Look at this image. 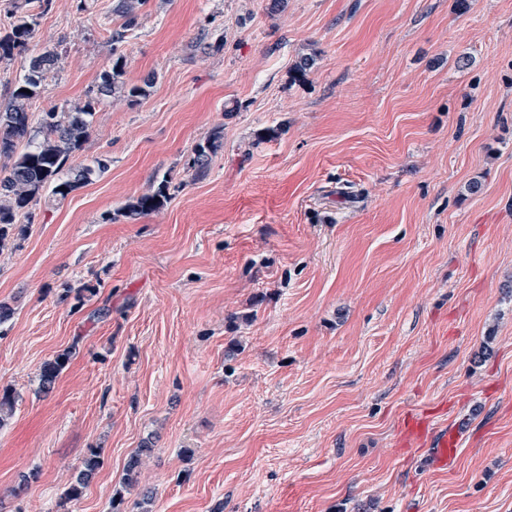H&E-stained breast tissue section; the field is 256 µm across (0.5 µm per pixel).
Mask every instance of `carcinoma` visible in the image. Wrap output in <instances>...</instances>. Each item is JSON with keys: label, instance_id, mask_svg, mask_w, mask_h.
Listing matches in <instances>:
<instances>
[{"label": "carcinoma", "instance_id": "obj_1", "mask_svg": "<svg viewBox=\"0 0 512 512\" xmlns=\"http://www.w3.org/2000/svg\"><path fill=\"white\" fill-rule=\"evenodd\" d=\"M147 0H119L115 13L125 19V26L135 24L138 12ZM51 0H12L13 21L0 31V61L12 59L14 53L28 50L39 19L50 8ZM60 56L53 50L32 53L24 58V74L11 91L9 101L0 108V250L12 238L19 219H32V208L45 194L63 200L90 181L91 176L108 169V160L99 157L91 165L74 166L71 159L89 136L93 118L101 107L118 96L144 97L156 80L151 74L143 84L130 86L124 79L121 60L103 72L100 81L90 88L84 101L60 112L52 108L43 113L39 124L32 121V107L44 90V82L58 70ZM30 93H25V90ZM171 178L163 176L157 188L137 197L128 206L131 214H146L164 206ZM70 359L64 352L44 363L39 377V389L49 393ZM15 408V397L0 393V426L6 425ZM146 445L132 453L124 467V483L132 486L149 452ZM100 465L99 453L92 449L84 468L68 487L63 503L79 500L83 490Z\"/></svg>", "mask_w": 512, "mask_h": 512}]
</instances>
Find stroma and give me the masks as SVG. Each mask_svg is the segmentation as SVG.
Segmentation results:
<instances>
[{"label": "stroma", "mask_w": 512, "mask_h": 512, "mask_svg": "<svg viewBox=\"0 0 512 512\" xmlns=\"http://www.w3.org/2000/svg\"><path fill=\"white\" fill-rule=\"evenodd\" d=\"M116 2L52 0L30 44L62 57L41 112L118 58L157 81L0 250V512H512V0ZM409 415L458 429L448 469ZM170 182L171 178H169L167 175H164L154 191L137 197L127 206L129 213L146 214L163 207L169 199L167 190ZM155 197H158V200H155ZM70 359V352H64L44 363L39 377V389L43 393H49L55 382ZM100 465L99 453L96 449L89 451V455L84 462V468L75 478L74 482L68 487L64 494V503H71L79 500L83 494V490L93 477L94 473Z\"/></svg>", "instance_id": "stroma-1"}]
</instances>
